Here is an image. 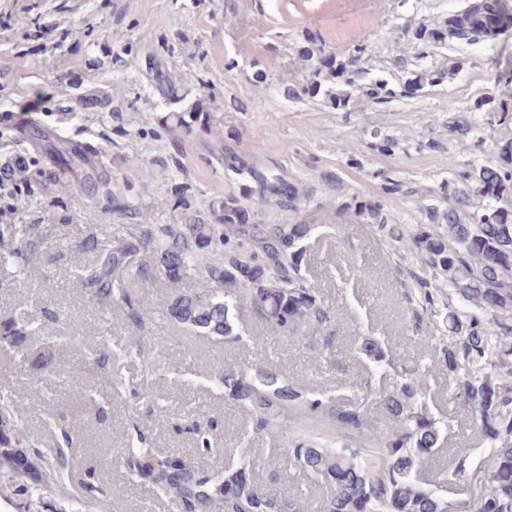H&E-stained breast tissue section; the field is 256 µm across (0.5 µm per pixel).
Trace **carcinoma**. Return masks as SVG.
<instances>
[{"mask_svg": "<svg viewBox=\"0 0 512 512\" xmlns=\"http://www.w3.org/2000/svg\"><path fill=\"white\" fill-rule=\"evenodd\" d=\"M506 8L500 0H469L443 20L418 25L413 31L419 58L428 59L450 45L475 46L506 32ZM373 46L361 41L349 52L343 68L326 80L314 73V91L289 89L295 98L308 92L332 99L338 109L348 107L357 90L377 105L402 95L441 85L448 67L434 66L409 72L411 61L402 53L393 57L392 70L401 75L394 86L366 67ZM164 131L188 133L196 112H176ZM54 162L77 169L86 181H96L113 210L128 212L129 205L112 192L111 182L99 176L85 155L60 139ZM220 163L235 174L255 176L237 156ZM437 205L424 207L426 224H390L381 200L345 195L336 204V219L360 220L376 227L388 242L409 256L414 270L405 287L414 290L417 320L441 319L436 333L417 337L420 349L411 363L397 362L385 336L363 329L354 337L353 360L367 369L363 382L334 390L304 388L290 381L277 366L224 365L209 379L212 389L246 410L252 431L269 436L288 462L329 488L321 501L300 500L287 483L267 487L244 434L240 448L224 462V472L203 470L195 458L214 451L210 433L195 426V457L161 453L146 439L130 436L117 454L130 478L151 484L167 498L175 512H512V139L498 147V156L452 168L435 191ZM304 189L278 175L261 178L260 206L250 211L235 196L212 204V224H162L158 230L142 224L137 234L122 233L101 241L92 236L83 248L96 261L80 267L77 277L90 302L102 309L122 305L137 327L145 322L139 301L126 288L135 257L145 253L150 262L136 268L146 284L158 276L168 282L170 295L161 317L197 335L226 344H247L255 338L240 328L239 311L250 313L267 328L289 337L299 347L318 350L315 362L336 365L332 337L325 335L335 312L325 304L307 277L303 259L311 241L332 228L330 224H257L252 217L273 199L292 212L299 210ZM31 224L0 225V262L23 271L31 260L36 240ZM195 281L196 287L181 285ZM38 337L34 346L17 355L21 366L51 372L56 365L61 337L41 335V327L24 312L0 321V343L20 336ZM137 357L145 375L157 369L155 349L140 342L112 350L116 366ZM448 370V395L471 412L484 447L454 460L452 477L472 487L465 500L443 493L447 482L431 483L422 470L442 447L448 420L434 411L423 384L435 367ZM113 399L125 393L148 398V386L128 388L107 374ZM386 416L381 421L373 409ZM46 427L56 434L57 446L46 461L42 479L32 480L41 452L33 446L10 396L0 394V473L15 481H58L70 464L75 441L85 431L83 407L51 414ZM87 508L105 487L89 471L82 482Z\"/></svg>", "mask_w": 512, "mask_h": 512, "instance_id": "cac0c4a2", "label": "carcinoma"}]
</instances>
